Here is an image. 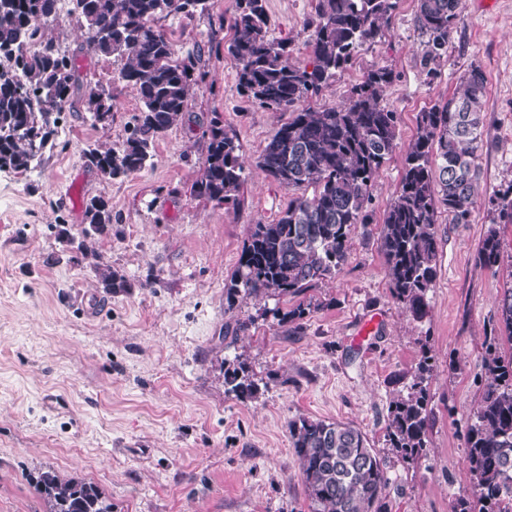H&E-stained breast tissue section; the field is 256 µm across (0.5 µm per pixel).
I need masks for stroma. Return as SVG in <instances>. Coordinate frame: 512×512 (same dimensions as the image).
I'll return each instance as SVG.
<instances>
[{
    "label": "stroma",
    "instance_id": "obj_1",
    "mask_svg": "<svg viewBox=\"0 0 512 512\" xmlns=\"http://www.w3.org/2000/svg\"><path fill=\"white\" fill-rule=\"evenodd\" d=\"M316 3L267 0L270 34L288 40L293 64L309 59L304 25ZM69 9L60 0L57 18L40 28L80 66L56 147L34 170H0V512H47L35 482L48 469L97 484L112 512H311L289 434L302 418L362 428L390 478L388 512H452L471 497L467 426L486 385V341L500 333L512 287V224L499 223L492 202L512 184V0H464L447 57L429 68L417 0H397L381 36L307 98L315 109L340 103L369 69L388 68L397 147L335 278L289 298L306 308L294 323L274 317L272 299L231 309L224 301L250 225L271 222L296 195L256 166L289 114L239 91L226 51L234 0L157 20L176 59L197 54L201 63L188 110L157 141L153 166L114 181L88 167L81 149L119 146L139 101L119 78L121 58L88 51ZM472 64L488 81L478 195L467 224L438 208V274L416 319L392 294L383 220L421 112L452 95ZM91 85L112 98L109 125L86 120ZM214 118L235 135L245 168L233 203L194 192ZM99 196L112 228L88 239L84 204ZM492 228L503 256L495 271L477 263ZM93 253L127 288H101ZM426 353L427 451L406 460L389 441L390 411ZM234 357L258 383L255 397L225 393L224 362Z\"/></svg>",
    "mask_w": 512,
    "mask_h": 512
}]
</instances>
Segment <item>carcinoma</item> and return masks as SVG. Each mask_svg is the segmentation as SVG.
Returning <instances> with one entry per match:
<instances>
[{"label": "carcinoma", "instance_id": "cac0c4a2", "mask_svg": "<svg viewBox=\"0 0 512 512\" xmlns=\"http://www.w3.org/2000/svg\"><path fill=\"white\" fill-rule=\"evenodd\" d=\"M60 0H0V169L27 171L42 156L64 111L75 65L49 41L38 38L40 24L58 13ZM87 47L125 59L120 78L137 92L140 108L117 148L83 150L86 164L112 181L143 170L156 140L188 108L191 72L201 58L175 59L158 18L206 10L209 0H71ZM395 0H318L306 22L310 62H290L288 42L269 35L266 0H236L235 37L227 53L236 61L238 84L247 98L271 111L289 110L259 156L258 167L280 184L301 191L269 224L250 227L239 264L224 283L228 306L239 301L302 294L312 283L336 275L347 257L351 227L368 223L369 189L396 147V113L383 105L392 72L374 68L339 106L302 107L358 49L383 31ZM463 0H418L417 27L425 36L423 57L448 55V37ZM485 72L473 66L452 97L421 113L417 137L406 156L401 190L387 210L380 246L395 299L415 318L437 273V204L456 224L470 221L480 171L475 164L482 142ZM105 90L89 87L91 125L112 113ZM234 138L217 120L207 132L206 157L196 194L218 203L236 200L245 181ZM312 193H307V190ZM499 223L512 224V184L497 195ZM95 233L112 226V209L99 196L86 205ZM496 229L488 231L478 262L500 264ZM104 290L127 287L110 267L92 264ZM501 325L512 342V288L501 303ZM488 383L470 418L467 462L474 500H458L453 512H512V358L486 348ZM431 356L418 364L408 398L393 403L390 441L402 457L427 448V375ZM225 392L252 396L257 385L244 368L224 372ZM300 462V479L313 512H386L390 478L362 430L352 423L302 418L289 426ZM36 486L48 512H112V504L92 482L42 472Z\"/></svg>", "mask_w": 512, "mask_h": 512}]
</instances>
